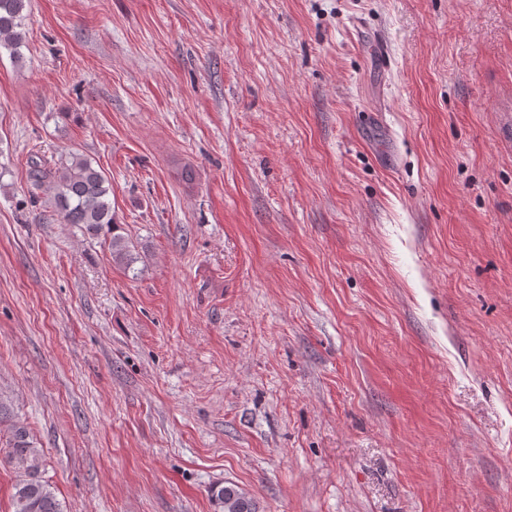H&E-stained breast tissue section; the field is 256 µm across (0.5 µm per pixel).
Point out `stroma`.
Wrapping results in <instances>:
<instances>
[{
    "mask_svg": "<svg viewBox=\"0 0 512 512\" xmlns=\"http://www.w3.org/2000/svg\"><path fill=\"white\" fill-rule=\"evenodd\" d=\"M0 52V512H512V0H30ZM76 152L119 233L27 161ZM28 177L43 188L54 214L63 224H79L89 235H111L112 254L122 260L131 256L117 229L109 200L110 183L101 170L82 154L68 153L57 160L31 157ZM8 459L18 473L13 486V512H63L55 492L42 477L43 460L24 428L13 431ZM210 494L218 512H256L253 500L234 484L213 487Z\"/></svg>",
    "mask_w": 512,
    "mask_h": 512,
    "instance_id": "35a3bbf8",
    "label": "stroma"
}]
</instances>
